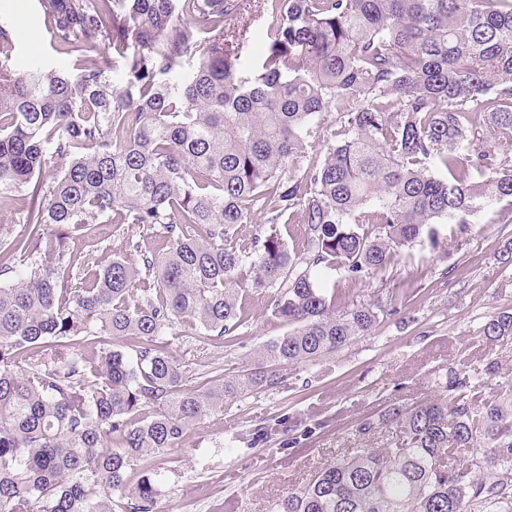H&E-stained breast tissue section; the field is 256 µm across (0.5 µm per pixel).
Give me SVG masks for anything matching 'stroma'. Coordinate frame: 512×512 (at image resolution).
<instances>
[{"label": "stroma", "instance_id": "obj_1", "mask_svg": "<svg viewBox=\"0 0 512 512\" xmlns=\"http://www.w3.org/2000/svg\"><path fill=\"white\" fill-rule=\"evenodd\" d=\"M0 24L26 29L8 54L9 67L35 58L77 73L83 53L61 50L45 37L38 0H0ZM509 213L512 206L501 202L467 228L434 225L432 233L400 248L386 270L352 282L351 297L359 305L385 300L388 289H398L394 312L370 335L297 368L285 389L225 405L223 417L191 429L181 448L146 459L141 472L154 470L162 478L155 512H270L279 495L350 449L394 447L391 433L358 435V421L390 405L436 399L438 380L458 362L496 358L512 374V336L494 343L480 338L490 315L512 308V265L501 262L512 252V223L499 221ZM111 230L97 224L75 239L74 258L84 260L92 242L104 237L120 255L127 242L154 243L140 224L126 225L118 236ZM273 297L270 291L249 296L234 346L175 336L172 354L200 372L217 363L229 369L249 363L263 343L287 330L271 315ZM297 420L307 435L288 430V422ZM267 425L272 434L257 436Z\"/></svg>", "mask_w": 512, "mask_h": 512}]
</instances>
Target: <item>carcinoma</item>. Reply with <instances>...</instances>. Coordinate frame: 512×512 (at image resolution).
<instances>
[{
    "instance_id": "carcinoma-1",
    "label": "carcinoma",
    "mask_w": 512,
    "mask_h": 512,
    "mask_svg": "<svg viewBox=\"0 0 512 512\" xmlns=\"http://www.w3.org/2000/svg\"><path fill=\"white\" fill-rule=\"evenodd\" d=\"M38 2L59 47L96 56L75 76L0 67V205L21 224L0 233V512H155V476L130 484L138 462L380 323L381 304L330 281L512 202V0ZM253 12L272 23L245 68ZM257 213L302 225L298 250L275 228L243 236ZM93 224H145L160 246L77 265L70 240ZM269 289L291 329L189 386L167 337L231 346L244 295ZM482 333L512 336V309ZM500 374L460 364L437 399L362 419L401 446L352 449L270 512H512Z\"/></svg>"
}]
</instances>
